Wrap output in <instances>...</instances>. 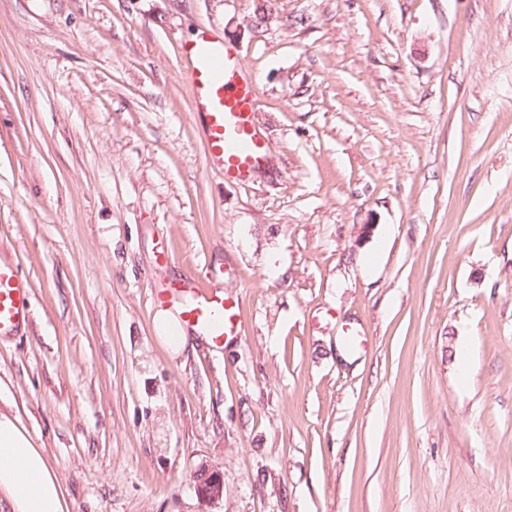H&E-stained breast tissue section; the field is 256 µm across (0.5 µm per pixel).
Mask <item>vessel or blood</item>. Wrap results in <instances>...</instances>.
<instances>
[{"instance_id": "b4317fda", "label": "vessel or blood", "mask_w": 512, "mask_h": 512, "mask_svg": "<svg viewBox=\"0 0 512 512\" xmlns=\"http://www.w3.org/2000/svg\"><path fill=\"white\" fill-rule=\"evenodd\" d=\"M181 59L190 108L205 120L206 161L223 170L225 180H245L264 164L266 143L254 122L258 87L241 51L207 29L183 45ZM153 302L177 305L181 326L203 332L214 346L238 332L236 303L223 290L179 280L159 288ZM28 320L27 283L13 264L0 263V337Z\"/></svg>"}]
</instances>
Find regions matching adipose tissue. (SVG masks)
<instances>
[{
    "label": "adipose tissue",
    "mask_w": 512,
    "mask_h": 512,
    "mask_svg": "<svg viewBox=\"0 0 512 512\" xmlns=\"http://www.w3.org/2000/svg\"><path fill=\"white\" fill-rule=\"evenodd\" d=\"M11 512H64L54 465L35 447L17 417L0 411V495Z\"/></svg>",
    "instance_id": "obj_1"
}]
</instances>
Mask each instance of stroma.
I'll list each match as a JSON object with an SVG mask.
<instances>
[{
    "label": "stroma",
    "mask_w": 512,
    "mask_h": 512,
    "mask_svg": "<svg viewBox=\"0 0 512 512\" xmlns=\"http://www.w3.org/2000/svg\"><path fill=\"white\" fill-rule=\"evenodd\" d=\"M258 2L0 0V410L67 512H512V0ZM209 26L262 96L240 183L179 63ZM211 272L240 334L174 352L153 297ZM28 288L17 267L0 262V338L29 321ZM195 478L197 496L206 503L219 500L224 495V479L219 472L200 470Z\"/></svg>",
    "instance_id": "obj_1"
}]
</instances>
